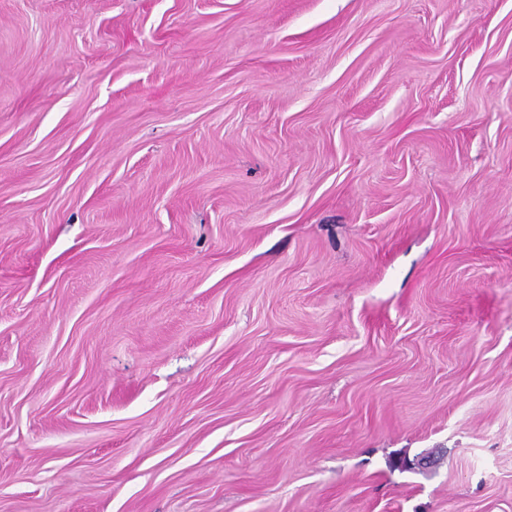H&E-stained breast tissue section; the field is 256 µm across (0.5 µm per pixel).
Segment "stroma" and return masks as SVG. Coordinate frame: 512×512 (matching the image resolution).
Listing matches in <instances>:
<instances>
[{"label":"stroma","mask_w":512,"mask_h":512,"mask_svg":"<svg viewBox=\"0 0 512 512\" xmlns=\"http://www.w3.org/2000/svg\"><path fill=\"white\" fill-rule=\"evenodd\" d=\"M0 512H512V0H0Z\"/></svg>","instance_id":"obj_1"}]
</instances>
